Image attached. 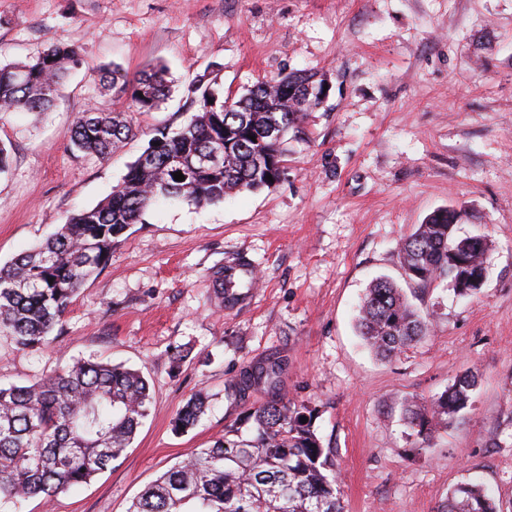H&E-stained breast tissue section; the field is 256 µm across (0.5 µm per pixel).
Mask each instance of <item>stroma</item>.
<instances>
[{
	"instance_id": "1",
	"label": "stroma",
	"mask_w": 512,
	"mask_h": 512,
	"mask_svg": "<svg viewBox=\"0 0 512 512\" xmlns=\"http://www.w3.org/2000/svg\"><path fill=\"white\" fill-rule=\"evenodd\" d=\"M79 44L50 112L0 118L11 166L0 174V265L105 200L159 124L191 113L186 89L208 75L220 96L311 70L331 84L288 136L276 186L220 202L158 199L73 298L54 341L31 353L0 335V385L35 381L80 357L141 370L150 412L132 445L90 483L22 512H127L193 449L264 402L227 391L242 369L283 366L278 390L317 410L333 450L345 512H441L460 483L481 484L512 512V0H0V65L48 45ZM166 65L160 109L107 160L74 153L65 137L92 107L128 100L89 77L119 65L135 76ZM462 211L460 231L487 234L479 294L447 283L406 285L433 314L430 335L377 360L355 328L379 276L401 280L399 242L434 210ZM236 269L241 301L212 287ZM478 372L471 404L422 441L407 401L440 396ZM201 422L176 432L194 395Z\"/></svg>"
}]
</instances>
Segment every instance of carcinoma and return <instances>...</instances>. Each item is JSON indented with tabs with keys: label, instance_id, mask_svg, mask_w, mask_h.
<instances>
[{
	"label": "carcinoma",
	"instance_id": "cac0c4a2",
	"mask_svg": "<svg viewBox=\"0 0 512 512\" xmlns=\"http://www.w3.org/2000/svg\"><path fill=\"white\" fill-rule=\"evenodd\" d=\"M80 62L79 46L51 45L34 58L0 66V113L48 111L64 90L68 65ZM92 78L113 97L129 100L131 109H89L66 137L72 149L107 159L134 135L132 115L159 108L170 81L162 66L132 78L114 66ZM323 81L316 72L296 71L221 100L200 76L187 88L194 115L177 131L156 130L147 146L152 163L131 162L106 200L73 214L47 239L0 266V335L20 349H43L79 288L107 266L113 245L157 199L203 205L283 179L285 138L321 104L312 90ZM218 139L232 143L231 151L223 167L212 168L200 156ZM174 157L187 169L183 181L173 178ZM458 218L454 209H438L401 242L407 282L446 281L458 296L476 294L471 278L485 264L489 240L477 249L476 236L457 234ZM431 325L430 314L415 307L397 282L379 277L366 288L357 326L376 355L391 358L422 342ZM281 372L274 362L246 369L232 396L243 400L261 383L274 389ZM478 381V373L467 371L439 397L407 404L404 418L413 434L427 441L448 427L468 406ZM150 403L149 382L140 371L94 358L27 385L0 386V512H17L29 498L49 502L107 469L132 443ZM205 412L202 396L189 398L174 429H190ZM315 412L272 393L247 416L254 433L231 427L210 447L194 449L128 512H344L332 450L316 435ZM445 512L502 510L485 488L461 483L448 495Z\"/></svg>",
	"mask_w": 512,
	"mask_h": 512
}]
</instances>
